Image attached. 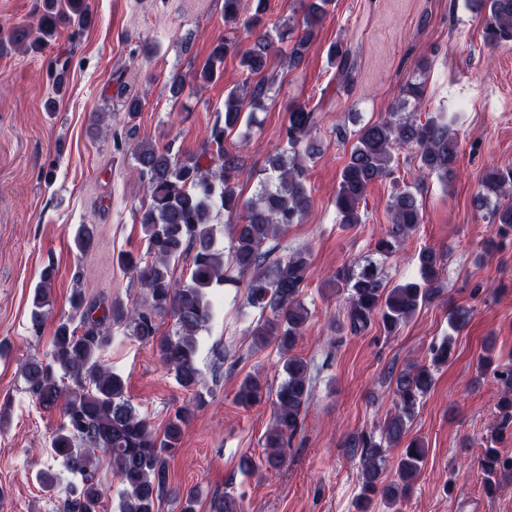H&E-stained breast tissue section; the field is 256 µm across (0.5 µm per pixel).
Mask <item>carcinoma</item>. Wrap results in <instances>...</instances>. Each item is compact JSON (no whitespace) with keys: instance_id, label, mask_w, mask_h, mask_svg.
Returning a JSON list of instances; mask_svg holds the SVG:
<instances>
[{"instance_id":"carcinoma-1","label":"carcinoma","mask_w":512,"mask_h":512,"mask_svg":"<svg viewBox=\"0 0 512 512\" xmlns=\"http://www.w3.org/2000/svg\"><path fill=\"white\" fill-rule=\"evenodd\" d=\"M331 0H308L302 23L277 29V36L263 29L268 0H224V21L238 26L253 46L242 48L237 36L214 45L196 74L198 83H211L221 76L224 58L240 57L246 74L241 85L224 96V112L217 114L209 138L201 151L180 156L169 146L139 142L133 151L134 171L143 182L148 202L138 210V223L145 253L118 256V264L145 289L137 305L120 298L87 297L73 288L69 312L53 333L51 350L43 358H30L20 369L24 388L40 408L57 410L60 422L50 448L54 460L71 475L65 485L63 512H101L105 491L97 478V452L107 453L122 484L119 512H155V504L166 492L168 457L178 448L184 429L196 410L205 403L210 387L198 366L199 334L214 317L211 291L224 284H244L247 304L263 312L251 329L258 347L271 343L283 355L285 379L275 392L255 375L245 376L238 386V403L249 408L272 395L274 424L265 435V456L255 460L241 457L239 468L246 474L259 467L277 470L284 463L282 449L300 429L311 397L308 363L293 354L310 319L301 299L308 267L307 254L299 250L284 258L270 259V241L290 225L301 223L310 207L305 175L315 147L311 132L317 125L316 109L306 103L288 106L287 122L281 128L282 148L269 157L263 169L262 190L245 200L239 189V156L225 141L243 125L253 122L255 112L273 100L275 78L265 75L274 41L288 42V63L298 66L317 35ZM483 15L485 43L499 47L512 44V0H470ZM92 21L86 0H43V12L35 25L19 24L0 39V51L24 46L44 47L58 28L83 29ZM329 62L343 84H349L355 62L349 49L334 44ZM424 84L408 83L403 104L420 103ZM407 147L417 153L419 169L448 182L458 158L457 141L449 121L436 112L420 122L412 115L389 112L367 122L357 131V140L341 170L335 206L340 224L360 223L359 205L372 183L391 177L394 150ZM512 194V167L493 169L482 178L477 194L491 228L499 236L512 235V203L501 197ZM235 217L229 225V246L216 238L214 210ZM391 227L379 239L375 251L391 255L409 239L422 221L420 206L410 186L395 189L390 200ZM93 240V225L81 224L74 235L77 249L86 251ZM189 260L187 278L174 276L175 265ZM442 255L424 247L417 254L419 278L387 286L372 262L342 267L330 286L349 291L346 321L341 328L352 335L364 332L379 320L384 333L393 336L423 307L440 294L439 270ZM57 270L49 264L35 287L31 325L39 332L49 305ZM174 320L173 331L158 334L161 321ZM122 327L128 336L151 344L175 381L192 395L175 410L163 433L153 431L126 396V379L104 363L101 354L112 343V332ZM495 345L489 341L478 357L481 373L492 372L502 385L498 401V427L486 439L479 465L487 493L495 491L498 474L512 471V458L501 457L495 444L499 434L512 426V366L494 365ZM453 343L445 339L430 346L428 363H410L394 378L398 411L385 419L381 437L362 431L345 441L346 453L358 459L361 493L355 512H374L376 502L394 509L408 497L419 478L426 458L424 441L407 439L421 399L434 384V371L448 363ZM402 446L397 461V478L384 476L388 448ZM209 512H239L237 499L226 493L214 496Z\"/></svg>"}]
</instances>
